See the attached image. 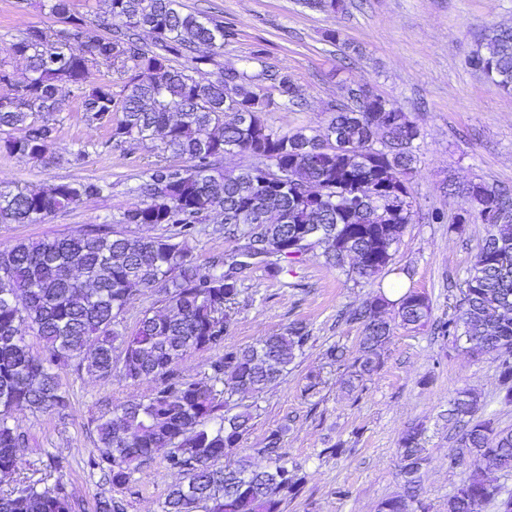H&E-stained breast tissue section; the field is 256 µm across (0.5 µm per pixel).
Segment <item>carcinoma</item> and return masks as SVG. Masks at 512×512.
Returning <instances> with one entry per match:
<instances>
[{
	"mask_svg": "<svg viewBox=\"0 0 512 512\" xmlns=\"http://www.w3.org/2000/svg\"><path fill=\"white\" fill-rule=\"evenodd\" d=\"M107 35H91L89 21L74 17L61 30L29 27L6 48L28 63L19 81L0 64V97L14 94L0 109V149L34 162L56 161L52 146L61 111L59 91L80 99L82 121L104 128V146L128 139L159 143L166 157L155 163L138 187L141 202L123 212L124 224H174L169 236L131 238L94 228L53 239L22 240L0 248V512H81L62 480L39 488L17 478L25 435L12 413L29 409L58 413L69 407L53 367L76 364L89 373L127 383L156 384L142 400L113 410L97 425L92 466L114 486L128 482L132 466L165 452L166 465L183 473L171 486L163 512H282L301 490V477L288 469L281 432H271L256 453L219 467L252 427V407L221 412L227 385L236 393L257 394L283 378L309 340L294 322L284 332L256 342L224 345L229 310L241 293L235 256L212 261L202 273L187 247L203 217H222L224 233L249 236L274 248L266 261L275 271L289 258L280 252L294 224H309L321 236V256L341 269L372 280L389 271L405 226L415 215L408 175L417 162L421 133L408 113L379 95L351 98L334 109L322 131L272 129L263 114L276 106H301L285 73L265 71L274 83L275 102L247 72L229 73L215 64L235 29L224 22L184 12L179 0H106ZM179 59L185 65H175ZM470 65L498 90L512 92V28L488 26ZM106 72L92 76L93 67ZM123 86L114 93L112 72ZM232 119L224 121V114ZM237 146L253 162L234 171L218 164ZM186 164L181 165L179 161ZM104 186L55 182L38 190L0 187V223L35 224ZM479 219L488 232L466 272L455 312L432 318L429 298L414 290L391 301L379 292L348 318L362 325L358 356L347 366L346 350L326 352L330 363L347 366L344 384L353 391L378 368L398 326H431L452 343L465 339L475 357L498 362L504 400L512 401V196L471 184L456 220ZM156 290L171 311L146 310L131 327L123 325L128 305ZM397 307L395 321L381 309ZM39 336L46 355L35 356L26 333ZM218 349L207 372L187 378L179 362L191 350ZM448 420L462 425L458 458H473L469 472L448 496L447 512H475L489 503L494 512H512V493L495 486L489 474L512 471V429L479 414V403L461 389L450 400ZM424 427H410L400 440L404 491L379 504V512H409L420 503Z\"/></svg>",
	"mask_w": 512,
	"mask_h": 512,
	"instance_id": "1",
	"label": "carcinoma"
}]
</instances>
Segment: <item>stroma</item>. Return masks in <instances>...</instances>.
<instances>
[{"mask_svg":"<svg viewBox=\"0 0 512 512\" xmlns=\"http://www.w3.org/2000/svg\"><path fill=\"white\" fill-rule=\"evenodd\" d=\"M181 2L185 10L236 29L235 39L217 58L221 67L239 68L251 59L248 69L256 85L273 99L278 92L262 78V70L291 78L303 105L267 112L265 120L275 130L326 127L332 107L346 103V87L356 85L396 102L418 123V162L411 176L418 214L406 225L392 263L408 269L405 287L427 295L434 316L451 314L456 287L487 227L475 222L453 229L450 219L458 201L449 192L473 183L512 186V94L497 91L466 64L484 26L512 27V0H344L342 10L331 15L309 10L299 0ZM30 26L60 30L64 22L50 13L47 0H0V61L19 79L27 75V63L6 49ZM333 31L339 32V42L329 40ZM60 97L55 141L60 163L45 167L0 152V186L38 189L76 180L100 183L104 192L35 224H0V246L102 224L135 238L164 235L162 226L121 221L123 211L141 200L137 188L161 154L158 144L135 140L105 146L106 131L81 121L76 98L66 91ZM434 209L445 212L447 223L428 221ZM198 229L189 249L205 271L235 242L226 237L219 216L204 218ZM388 284L385 278L367 281L326 267L315 252L277 273L256 264L242 275L227 344L246 346L294 322L304 323L311 336L286 377L260 394L237 399L258 409L240 454L263 447L270 432L282 430L285 457L305 478L283 512H376L382 500L403 491L398 443L418 422L425 427L428 456L421 499L428 512H447L448 497L464 472L451 460L456 446L448 423L451 394L470 390L485 414L512 428V404L499 397L494 357H474L465 342L452 345L424 329L396 328L364 390L351 393L342 386L343 372L329 365L325 352L338 344L356 354L361 327L337 315ZM312 374L321 383L308 396L303 386ZM58 375L68 410L15 414L26 436L21 477L44 485L63 480L83 502L84 512H94V501L103 493L120 500L124 512H162L169 488L182 479L167 468L163 454L119 487L88 464L96 452L98 420L112 417L116 405L139 401L151 383L101 379L70 366ZM340 487L347 488V496H337Z\"/></svg>","mask_w":512,"mask_h":512,"instance_id":"obj_1","label":"stroma"}]
</instances>
